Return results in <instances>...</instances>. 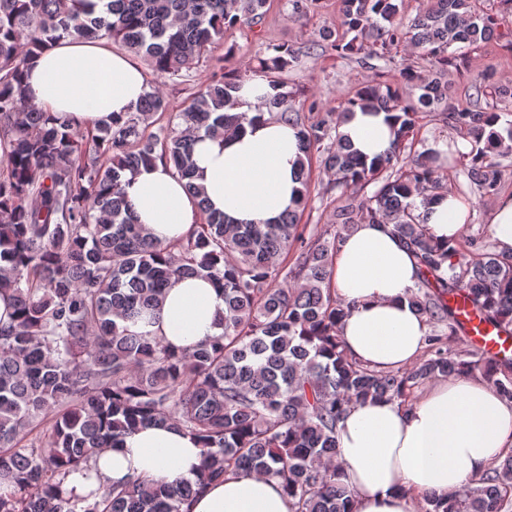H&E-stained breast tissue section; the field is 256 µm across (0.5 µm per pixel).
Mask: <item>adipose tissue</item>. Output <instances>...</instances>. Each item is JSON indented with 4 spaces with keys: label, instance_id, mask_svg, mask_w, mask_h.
<instances>
[{
    "label": "adipose tissue",
    "instance_id": "ef3b65f1",
    "mask_svg": "<svg viewBox=\"0 0 512 512\" xmlns=\"http://www.w3.org/2000/svg\"><path fill=\"white\" fill-rule=\"evenodd\" d=\"M25 82L33 104L58 122L86 128L132 112L148 90L146 75L128 53L106 41L62 40L30 62ZM341 131L354 149L385 153L391 133L385 113L357 111ZM301 151L294 127L261 120L235 139L197 137L196 181L213 210L237 223L266 224L294 206L301 184ZM123 188L137 223L165 245L185 239L200 220L196 199L170 165L155 161L126 174ZM468 205L443 190L420 211L435 241L458 238ZM415 257L388 224H359L333 258V283L349 303L340 327L350 358L377 370L413 363L430 326L409 304L417 282ZM224 292L201 278L175 281L162 305L132 324L134 332L175 350L221 334ZM341 479L354 491L353 512H414L430 495L448 496L467 479L512 451V402L484 380L452 376L430 386L410 405L375 400L351 406L336 427ZM202 449L170 426H148L103 449L89 468L71 472L65 497H83L128 478L196 479ZM190 512H291L279 482L253 475L209 484Z\"/></svg>",
    "mask_w": 512,
    "mask_h": 512
}]
</instances>
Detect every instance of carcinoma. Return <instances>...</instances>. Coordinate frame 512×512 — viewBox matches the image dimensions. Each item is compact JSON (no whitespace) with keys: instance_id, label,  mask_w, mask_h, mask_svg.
I'll use <instances>...</instances> for the list:
<instances>
[{"instance_id":"cac0c4a2","label":"carcinoma","mask_w":512,"mask_h":512,"mask_svg":"<svg viewBox=\"0 0 512 512\" xmlns=\"http://www.w3.org/2000/svg\"><path fill=\"white\" fill-rule=\"evenodd\" d=\"M268 0H0V290L16 312L0 326V512H188L209 482L228 475L279 481L292 512H352L340 480L336 426L367 400L409 403L428 381L482 372L512 402V361L448 341L470 332L455 298L463 294L479 322L512 334V254L465 235L435 244L418 205L447 188L450 157L438 149L407 155L429 116L466 137L459 154L470 184L494 194L499 158L512 153V120L455 104L448 54L492 40L512 50V29L476 9V0H426L409 21L397 0H340L341 30L321 39L344 57H380L401 44L430 57L428 74L405 65L385 81L352 88L336 112H296L287 83L252 117L237 112L247 74L214 73L179 112L154 85L134 112L94 128L59 130L32 103L22 74L39 51L62 38L120 43L160 79L190 74L224 40V31L256 24ZM290 46L272 48L260 67L293 66ZM389 112L388 152L361 156L340 132L356 109ZM298 129L303 188L295 208L274 224H232L198 201L202 221L185 240L163 246L135 222L123 174L158 158L172 164L187 192L194 183L196 135L224 138L262 118ZM165 123L159 125L157 120ZM157 126L152 131L150 127ZM318 155L329 178L324 230L299 223L311 197ZM373 187L366 193L367 187ZM390 224L418 260L409 302L428 324L424 358L378 371L346 355L338 325L349 305L336 295L332 261L356 224ZM204 276L224 289L223 333L176 353L120 325L157 308L165 288ZM168 423L195 436L203 471L191 481L134 478L100 486L93 502L55 497L70 472L141 425ZM419 512H512V451L446 498L426 497Z\"/></svg>"}]
</instances>
